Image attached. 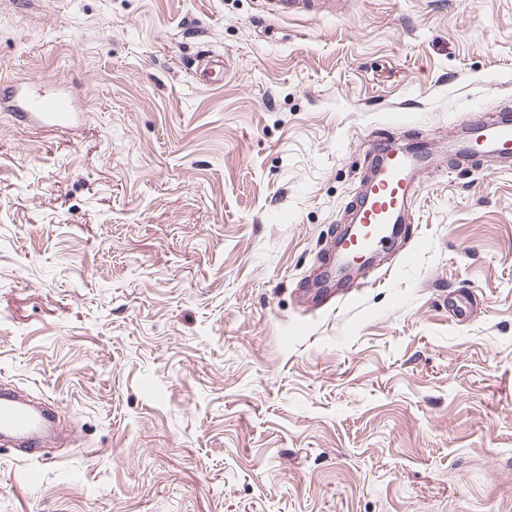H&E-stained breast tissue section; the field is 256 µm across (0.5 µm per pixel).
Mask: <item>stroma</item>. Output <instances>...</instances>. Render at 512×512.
Returning <instances> with one entry per match:
<instances>
[{
	"mask_svg": "<svg viewBox=\"0 0 512 512\" xmlns=\"http://www.w3.org/2000/svg\"><path fill=\"white\" fill-rule=\"evenodd\" d=\"M224 58L204 85L202 55ZM0 385L75 439L0 447V512H512V0H0ZM406 234L310 296L368 166ZM11 98L20 103L12 107H16L21 117L39 120L47 126H67L77 121L80 114L76 112L75 101L65 94L32 98L25 94L22 87H18ZM468 134L459 143V151L465 155L512 157V116L501 114L489 121L481 112H472L467 121ZM427 148L417 144L404 150L390 139L370 140L366 155L373 172L364 193L355 203L353 234L345 239L342 257L350 260L365 256L396 231L395 224H404L405 212L413 195V173L427 163Z\"/></svg>",
	"mask_w": 512,
	"mask_h": 512,
	"instance_id": "obj_1",
	"label": "stroma"
}]
</instances>
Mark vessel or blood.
I'll use <instances>...</instances> for the list:
<instances>
[{
	"label": "vessel or blood",
	"mask_w": 512,
	"mask_h": 512,
	"mask_svg": "<svg viewBox=\"0 0 512 512\" xmlns=\"http://www.w3.org/2000/svg\"><path fill=\"white\" fill-rule=\"evenodd\" d=\"M198 74L207 84L220 81L224 75L223 57L204 56ZM12 98L22 117L39 120L47 126L64 127L79 117L74 100L65 94L32 98L19 87ZM459 150L471 156L511 158L512 116L504 113L491 121L483 113H471L468 134L460 142ZM366 153L373 163V172L355 203V229L340 248L342 255L352 259L365 256L384 238L392 236L396 225L404 223L413 195V174L427 162L425 146L418 144L406 149L390 139L369 141ZM44 420V414L36 412L15 394L0 392L1 436L19 439L30 446L38 445Z\"/></svg>",
	"instance_id": "vessel-or-blood-1"
}]
</instances>
